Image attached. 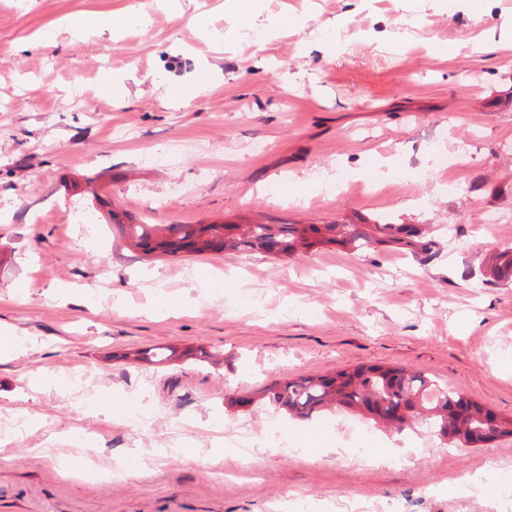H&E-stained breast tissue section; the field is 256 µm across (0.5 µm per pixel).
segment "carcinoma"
<instances>
[{
    "instance_id": "1",
    "label": "carcinoma",
    "mask_w": 512,
    "mask_h": 512,
    "mask_svg": "<svg viewBox=\"0 0 512 512\" xmlns=\"http://www.w3.org/2000/svg\"><path fill=\"white\" fill-rule=\"evenodd\" d=\"M120 229L132 248L172 260L225 251L290 258L318 245L360 251L374 243L426 258L438 245L416 224H122ZM487 270L492 281H512V246L490 256ZM259 400L302 418L338 405L398 430L424 425L450 448L512 436V418L493 420L484 405L403 367L366 366L286 380L235 404L250 406Z\"/></svg>"
}]
</instances>
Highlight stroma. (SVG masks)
<instances>
[{"label": "stroma", "instance_id": "stroma-1", "mask_svg": "<svg viewBox=\"0 0 512 512\" xmlns=\"http://www.w3.org/2000/svg\"><path fill=\"white\" fill-rule=\"evenodd\" d=\"M511 35L512 0H0V512H512V437L233 404L386 365L512 416ZM113 211L458 234L170 261ZM487 270L491 281H512V246L490 256Z\"/></svg>", "mask_w": 512, "mask_h": 512}]
</instances>
